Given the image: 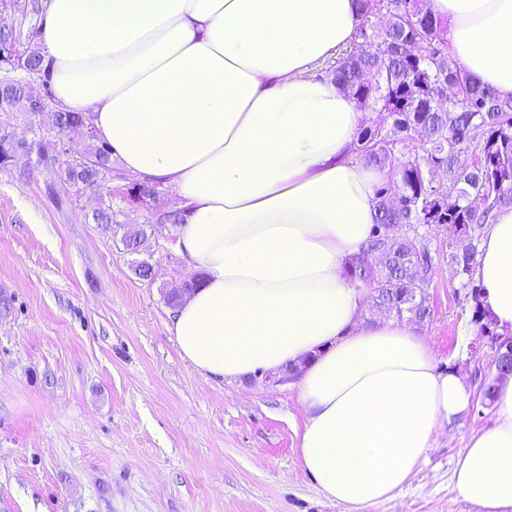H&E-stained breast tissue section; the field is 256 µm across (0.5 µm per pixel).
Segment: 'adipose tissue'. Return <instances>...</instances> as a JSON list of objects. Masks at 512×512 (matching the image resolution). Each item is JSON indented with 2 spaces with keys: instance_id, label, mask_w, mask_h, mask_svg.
Wrapping results in <instances>:
<instances>
[{
  "instance_id": "1",
  "label": "adipose tissue",
  "mask_w": 512,
  "mask_h": 512,
  "mask_svg": "<svg viewBox=\"0 0 512 512\" xmlns=\"http://www.w3.org/2000/svg\"><path fill=\"white\" fill-rule=\"evenodd\" d=\"M454 59L512 98V0H430ZM55 99L127 173L167 187L177 248L202 282L171 312L181 357L238 380L300 366L303 466L367 512L402 487L471 391L410 326L361 318L346 275L377 222L381 173L352 157L365 118L317 63L349 44L357 0H45ZM481 306L512 329V207L478 255ZM455 485L512 512V376Z\"/></svg>"
}]
</instances>
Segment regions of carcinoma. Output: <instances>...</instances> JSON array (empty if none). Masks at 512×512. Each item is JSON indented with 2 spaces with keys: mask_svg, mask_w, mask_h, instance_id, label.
Here are the masks:
<instances>
[{
  "mask_svg": "<svg viewBox=\"0 0 512 512\" xmlns=\"http://www.w3.org/2000/svg\"><path fill=\"white\" fill-rule=\"evenodd\" d=\"M361 20L349 49L325 68L370 117L361 124L354 142L356 157L366 165L391 166L404 194L396 206L388 194L389 182L375 193L378 222L369 240V252H389L382 266L369 262L366 253L352 257L347 276L373 290V307L417 324L430 315L427 288L433 268L419 227L444 224L448 245L459 243L466 231L469 244L450 254L454 274L472 302V323L478 335L509 336L480 306L481 285L475 279L476 245L494 210L512 206V98L502 99L489 86L473 81L448 47V23L435 15L427 0H359ZM41 0H18L11 12H0V112L22 111L48 116L63 135L74 124H88L81 114L50 106L46 85L34 86L15 72L44 75L39 26L26 35L24 51L17 49L22 34L18 18L41 16ZM418 144L426 164L418 158L393 163L392 152L402 142ZM44 165L58 162L43 141L15 143L0 136V167L10 164L18 150ZM112 173L111 153L99 142L85 155L66 163L65 179L73 187L97 190ZM95 223L112 228V203L95 211ZM405 226V235L386 237L383 228Z\"/></svg>",
  "mask_w": 512,
  "mask_h": 512,
  "instance_id": "carcinoma-1",
  "label": "carcinoma"
}]
</instances>
